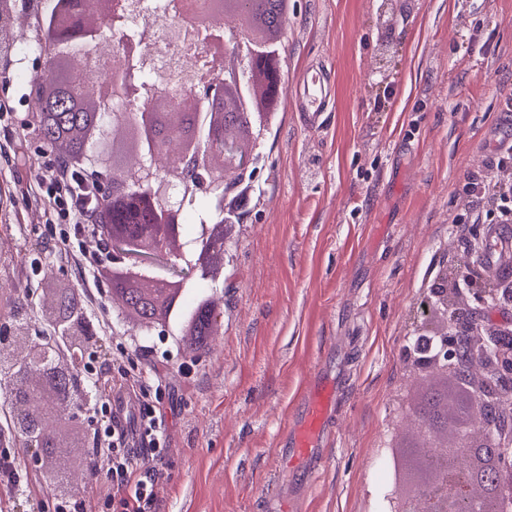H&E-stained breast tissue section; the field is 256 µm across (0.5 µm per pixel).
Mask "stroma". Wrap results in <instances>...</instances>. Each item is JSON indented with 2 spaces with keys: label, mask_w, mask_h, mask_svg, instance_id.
<instances>
[{
  "label": "stroma",
  "mask_w": 512,
  "mask_h": 512,
  "mask_svg": "<svg viewBox=\"0 0 512 512\" xmlns=\"http://www.w3.org/2000/svg\"><path fill=\"white\" fill-rule=\"evenodd\" d=\"M276 38L285 87L256 138L224 250V281L190 277L189 306L223 300L208 349L174 344V327L131 332L99 284L90 319H108L93 357L182 384L167 411L164 478L142 512H384L386 446L408 411V336L428 283L462 253L456 226L493 225L468 206V177L512 141V0H288ZM23 21L0 56V279L48 304L83 303L58 245V215H41L37 172L60 158L38 129L31 77L47 55L43 0H19ZM311 68L332 86L321 125L306 126L299 83ZM336 387L332 414L295 469L275 457L301 419L315 377ZM100 422L85 413L63 452L29 466L28 489L0 486L5 512H54L51 476L78 475L76 512H122L107 500L112 462L93 449Z\"/></svg>",
  "instance_id": "obj_1"
}]
</instances>
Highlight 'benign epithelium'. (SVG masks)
<instances>
[{"instance_id": "benign-epithelium-1", "label": "benign epithelium", "mask_w": 512, "mask_h": 512, "mask_svg": "<svg viewBox=\"0 0 512 512\" xmlns=\"http://www.w3.org/2000/svg\"><path fill=\"white\" fill-rule=\"evenodd\" d=\"M50 24L56 54L79 69L94 66L92 50H71L64 44L75 38L95 44L107 40L116 58L111 75L97 87L98 109L118 103L112 125L126 130L131 142L112 141V161L130 150L140 160L141 174L125 167H112V203H103L97 214L112 227V268L153 282L157 297L173 288H183L181 273L198 275L213 284L223 275L213 263L224 255L228 188L240 183L250 165L257 162L238 137L224 135L227 112L240 110L253 72L267 70L276 99H281V58L275 44L243 29L224 27L226 0H215L206 20L185 9L173 16L175 29L189 49L204 44L209 52L204 65L187 79L179 72L145 64L139 36L127 32L128 19L144 10V0H109L103 23L88 26L83 21L82 0H62ZM15 0H0V53L13 43ZM52 77H37L33 94L61 76L49 62ZM224 73V79L209 78L208 71ZM206 186L213 208L200 225L193 258L169 244L181 239L182 212L200 186ZM423 306L433 307L430 322L419 328L426 348L412 354L415 364L446 373L456 371L465 342L471 369L493 375L499 384L512 386V329L486 321V309L499 302L512 304V291L488 288L484 278L472 277L464 288H446L448 270H443ZM195 316L210 325L216 335L221 321L217 308L201 303ZM62 342L32 335V316L19 308L0 314V385L14 386L15 398L8 426L0 431L1 448L22 447L38 459L48 448H60L57 428L79 420L97 396L88 389V366L83 359L96 339L92 324L76 306H61L47 319ZM495 448V485L488 493H475L481 479L464 454L470 430L459 432L454 444L419 449L418 464L430 479L415 495L396 488L385 495L388 512H504L505 496H512V420L488 425L476 421Z\"/></svg>"}]
</instances>
